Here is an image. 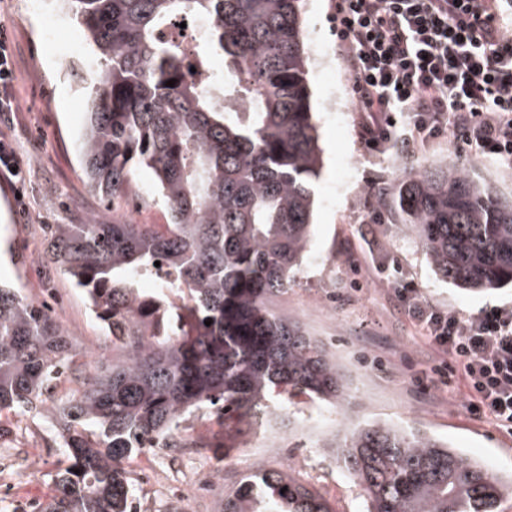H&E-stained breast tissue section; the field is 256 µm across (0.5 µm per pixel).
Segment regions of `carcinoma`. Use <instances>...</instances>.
Returning <instances> with one entry per match:
<instances>
[{
  "label": "carcinoma",
  "mask_w": 512,
  "mask_h": 512,
  "mask_svg": "<svg viewBox=\"0 0 512 512\" xmlns=\"http://www.w3.org/2000/svg\"><path fill=\"white\" fill-rule=\"evenodd\" d=\"M66 2L97 61L70 66L88 92L78 145L88 187L115 206L149 172L143 204L162 203L169 223L87 213L47 225L43 261L82 289L122 359L90 372L44 306L0 288V412L54 419L62 466L38 512H130L129 459L211 447L181 428L189 415L205 411L238 436L285 425L273 394L350 405L324 345L267 305L302 266L320 175L303 0ZM194 21L207 24L201 44L180 27ZM212 53L236 73L216 82L221 107L194 80ZM399 204L439 278L475 291L512 284V198L448 165L408 176ZM143 280L162 286L148 292ZM65 376L75 388L58 401ZM318 447L358 479L366 512H495L512 495V478L385 421ZM224 512L333 510L285 470L260 467Z\"/></svg>",
  "instance_id": "cac0c4a2"
}]
</instances>
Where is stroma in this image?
Segmentation results:
<instances>
[{
    "label": "stroma",
    "mask_w": 512,
    "mask_h": 512,
    "mask_svg": "<svg viewBox=\"0 0 512 512\" xmlns=\"http://www.w3.org/2000/svg\"><path fill=\"white\" fill-rule=\"evenodd\" d=\"M334 0H304L303 26L320 43L322 56L308 55L307 78L322 159L317 183L314 234L300 273L270 306L321 342L346 376L355 396L350 422L381 420L421 429L480 461L491 472L512 475V437L471 420L462 380L431 384L434 348L407 315L397 290L410 286L427 303L463 316L488 305H512V288L479 293L460 290L437 277L426 252L403 224L395 200L408 170L450 164L470 171L498 193L512 196V168L459 148L452 136L410 151L369 154L354 110L351 76L331 22ZM51 0H0V25L10 32L16 54L15 95L20 110L0 124L26 171L24 181L0 178V282L47 304L59 328L81 354L111 349L84 293L62 271L40 261L46 225L70 224L80 212L111 223V205L86 185L77 143L86 97L67 79L72 61L95 64L85 33L70 16L51 28ZM331 65L333 78L321 71ZM335 112H326L327 97ZM349 172L339 175V162ZM24 195L26 208L16 197ZM374 198L384 221H365ZM429 389H421V382ZM276 405L301 422L297 430L268 435L266 451L253 436L238 438L229 452L186 448L149 449L127 468L136 497L131 512H222L223 493L258 467H283L313 487L334 512H364L362 490L338 463L317 448L334 431L337 408L305 396H278ZM59 438L48 415L0 414V512H34L54 493L52 477Z\"/></svg>",
    "instance_id": "35a3bbf8"
}]
</instances>
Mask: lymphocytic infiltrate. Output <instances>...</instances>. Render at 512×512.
I'll list each match as a JSON object with an SVG mask.
<instances>
[{
	"label": "lymphocytic infiltrate",
	"mask_w": 512,
	"mask_h": 512,
	"mask_svg": "<svg viewBox=\"0 0 512 512\" xmlns=\"http://www.w3.org/2000/svg\"><path fill=\"white\" fill-rule=\"evenodd\" d=\"M365 146L424 147L445 132L512 165V0H334ZM14 44L0 26V117L18 111ZM435 347L442 383L463 378L477 420L512 435V306L468 317L400 291Z\"/></svg>",
	"instance_id": "1"
}]
</instances>
